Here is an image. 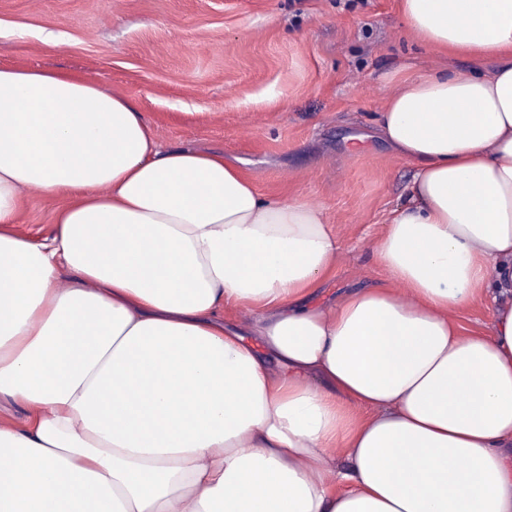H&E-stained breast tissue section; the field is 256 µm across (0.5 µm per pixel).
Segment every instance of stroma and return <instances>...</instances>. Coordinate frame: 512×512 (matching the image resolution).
I'll return each instance as SVG.
<instances>
[{
    "label": "stroma",
    "mask_w": 512,
    "mask_h": 512,
    "mask_svg": "<svg viewBox=\"0 0 512 512\" xmlns=\"http://www.w3.org/2000/svg\"><path fill=\"white\" fill-rule=\"evenodd\" d=\"M406 64L466 68L415 39L399 0H0V67L81 74L163 147L239 159L261 195L322 208L338 240L325 306L387 281L375 247L411 166L374 118ZM66 203L23 192L14 232L49 236Z\"/></svg>",
    "instance_id": "obj_1"
}]
</instances>
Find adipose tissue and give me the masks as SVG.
Returning a JSON list of instances; mask_svg holds the SVG:
<instances>
[{
    "label": "adipose tissue",
    "instance_id": "1",
    "mask_svg": "<svg viewBox=\"0 0 512 512\" xmlns=\"http://www.w3.org/2000/svg\"><path fill=\"white\" fill-rule=\"evenodd\" d=\"M401 12L470 69L377 114L414 168L391 284L331 309L321 208L160 147L99 84L0 67V402L32 416L0 423V512H512V0ZM30 187L68 200L41 240L9 229ZM479 295L491 331L462 335Z\"/></svg>",
    "mask_w": 512,
    "mask_h": 512
}]
</instances>
